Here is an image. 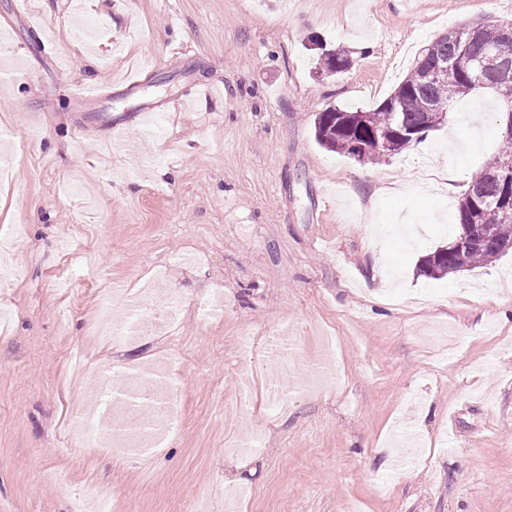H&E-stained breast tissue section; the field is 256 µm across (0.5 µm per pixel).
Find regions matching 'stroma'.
I'll use <instances>...</instances> for the list:
<instances>
[{
    "mask_svg": "<svg viewBox=\"0 0 512 512\" xmlns=\"http://www.w3.org/2000/svg\"><path fill=\"white\" fill-rule=\"evenodd\" d=\"M508 21L512 0H0V245L25 229L0 252V512H74L81 496L177 512L211 485L258 498L206 512H512V251L418 270L455 231L443 170L473 181L500 147L498 99L459 100L371 164L314 134L327 107L375 108L448 29ZM313 38L351 68L318 73ZM200 83L221 95L193 98ZM77 84L103 100H69ZM115 285L155 288L158 306L179 295L178 320L99 343L97 298ZM216 292L224 311L201 323ZM435 326L450 334L439 363L423 343ZM284 334L285 365L267 354ZM78 348L94 378L174 360L165 447L117 456L62 432L95 401L65 388ZM404 428L423 458L397 471Z\"/></svg>",
    "mask_w": 512,
    "mask_h": 512,
    "instance_id": "1",
    "label": "stroma"
}]
</instances>
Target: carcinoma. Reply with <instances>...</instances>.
Here are the masks:
<instances>
[{
	"label": "carcinoma",
	"mask_w": 512,
	"mask_h": 512,
	"mask_svg": "<svg viewBox=\"0 0 512 512\" xmlns=\"http://www.w3.org/2000/svg\"><path fill=\"white\" fill-rule=\"evenodd\" d=\"M503 41L499 25L472 28L457 27L424 46L410 73L380 105L370 110L327 107L318 113L315 137L328 151L354 157L355 147L362 148L359 161L369 162L381 156L395 155L412 140L392 132L400 123L416 131L420 140L436 128L429 114L433 107L451 110L454 103L482 89L495 92L508 110L501 113L500 124L512 120V86L497 85V77L480 68L489 51ZM352 65L344 50L321 54L324 74L342 73ZM463 194L457 209L456 224L460 234L469 237V246L459 251L453 236L422 260V272L429 277H443L486 263L512 249V136L502 137V147L479 174V196Z\"/></svg>",
	"instance_id": "1"
}]
</instances>
